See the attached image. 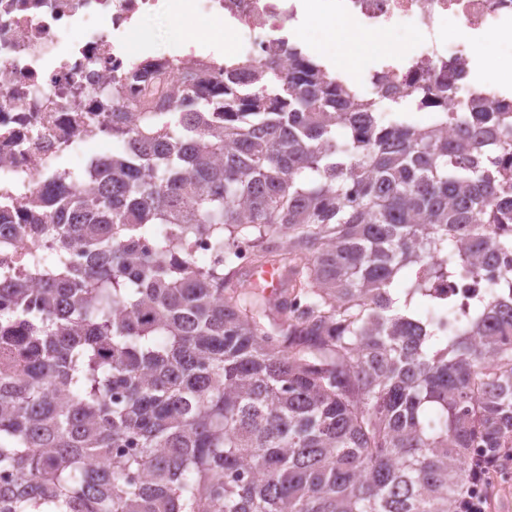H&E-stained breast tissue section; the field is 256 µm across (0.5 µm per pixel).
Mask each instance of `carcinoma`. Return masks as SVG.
Segmentation results:
<instances>
[{"label": "carcinoma", "instance_id": "cac0c4a2", "mask_svg": "<svg viewBox=\"0 0 512 512\" xmlns=\"http://www.w3.org/2000/svg\"><path fill=\"white\" fill-rule=\"evenodd\" d=\"M288 56L126 101L93 190L28 200L52 245L40 288L0 275V471L25 478L0 512H448L512 452V106L420 126ZM450 273L482 289L459 321L432 295Z\"/></svg>", "mask_w": 512, "mask_h": 512}]
</instances>
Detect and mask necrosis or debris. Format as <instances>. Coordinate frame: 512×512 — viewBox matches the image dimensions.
<instances>
[{
    "instance_id": "1",
    "label": "necrosis or debris",
    "mask_w": 512,
    "mask_h": 512,
    "mask_svg": "<svg viewBox=\"0 0 512 512\" xmlns=\"http://www.w3.org/2000/svg\"><path fill=\"white\" fill-rule=\"evenodd\" d=\"M302 0H0V212L25 221L28 198L54 177L59 158L112 138L121 100H167L180 67L203 63L195 48L163 54L168 73L113 95L112 77L135 63L130 34L145 16L163 14L186 26L205 15L246 33L237 52L260 60L282 47L300 24ZM360 30L385 35L399 25L416 39L407 52L366 73L372 90L394 87L420 98L423 87L448 81L472 94V53L490 28L512 30V0H310ZM456 18L468 39H449Z\"/></svg>"
}]
</instances>
